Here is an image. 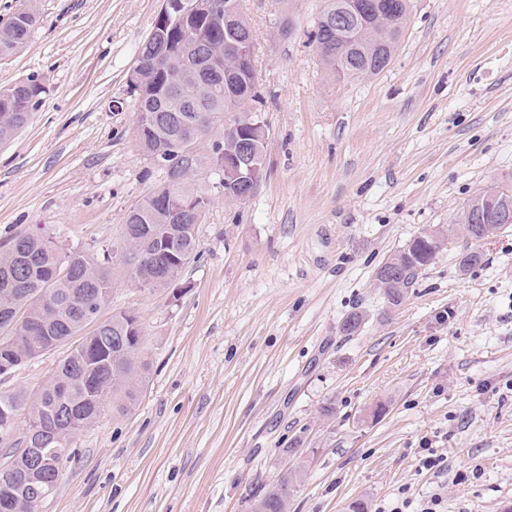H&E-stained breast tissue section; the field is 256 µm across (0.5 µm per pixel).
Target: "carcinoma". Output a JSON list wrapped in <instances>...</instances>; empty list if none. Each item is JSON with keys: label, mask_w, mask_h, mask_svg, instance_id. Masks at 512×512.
<instances>
[{"label": "carcinoma", "mask_w": 512, "mask_h": 512, "mask_svg": "<svg viewBox=\"0 0 512 512\" xmlns=\"http://www.w3.org/2000/svg\"><path fill=\"white\" fill-rule=\"evenodd\" d=\"M389 8L365 21L348 22L324 35L319 27L312 31V41L319 45L332 40V52L320 54L325 67L346 81H360L379 75L390 63L410 13L409 0H388ZM36 23L35 15L19 13L13 22L0 25V58L19 51L28 41ZM213 48H221L236 39L224 28V19L207 16L195 22ZM158 44L145 42L139 55L143 65L129 77V86L138 96L141 124L140 146L150 156L166 155L177 143L186 142L198 120L224 126V117L250 111L252 80L240 54L230 51L219 59V73L204 86L195 80L200 61L184 45L182 28L170 23L161 28ZM44 93L34 81L0 88V141L10 139L23 127ZM157 111L178 116L171 125L159 128L152 122ZM181 173L166 174L165 185L147 194L128 213L125 223L139 224L145 231L103 250L97 259L82 251L60 249L49 236L35 234L24 239L22 250L15 253L0 249V299L4 298L6 278L17 281L19 302L26 305V318L9 333L22 351L33 355L40 348L65 345L89 323L98 319L101 304L112 292L111 269L117 251L142 256L148 267L143 273L126 266L130 281L147 289H166L181 278L185 264L156 259L159 242L174 241L186 260L200 253L196 223L203 222L211 204L206 178L212 175V159L206 153L193 152L181 159ZM450 229L443 225L426 227L405 246L386 259L395 274L389 278L376 273L379 287L388 302L401 303L422 271L432 265L440 253ZM61 264L71 269L64 276H51V267ZM48 295L53 305L42 304ZM97 340L105 364L88 369L82 345L70 347L51 376L30 398L18 390L0 394V406L9 404L17 412L26 409L38 416L45 427L56 424L59 414L72 407H104L115 403L120 411L137 403L142 384L141 357L145 336L140 317L131 311H119L102 324ZM83 428L73 424L62 442H52L51 463L46 470L62 477L66 463L75 454L73 444ZM299 478V471L285 470L256 497L252 512H288V504Z\"/></svg>", "instance_id": "obj_1"}]
</instances>
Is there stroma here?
Instances as JSON below:
<instances>
[{
  "label": "stroma",
  "mask_w": 512,
  "mask_h": 512,
  "mask_svg": "<svg viewBox=\"0 0 512 512\" xmlns=\"http://www.w3.org/2000/svg\"><path fill=\"white\" fill-rule=\"evenodd\" d=\"M323 5L242 0L266 173L243 205L212 176L180 295L113 269L99 318L139 315L145 381L134 409L105 406L82 432L40 512H251L290 464L302 475L288 512L407 496L405 512L433 498L441 512H512V225L474 241L459 222L486 186L512 188V0H411L390 64L352 82L310 41ZM160 6L0 0V22L38 19L0 59V87L45 89L0 143V242L38 227L99 255L164 183L128 85ZM437 224L446 246L390 305L377 268ZM467 248L482 260L463 273ZM353 312L362 327L343 335ZM61 357L23 364L0 393L36 391ZM296 440L307 455H288ZM431 451L443 469L422 468Z\"/></svg>",
  "instance_id": "obj_1"
}]
</instances>
